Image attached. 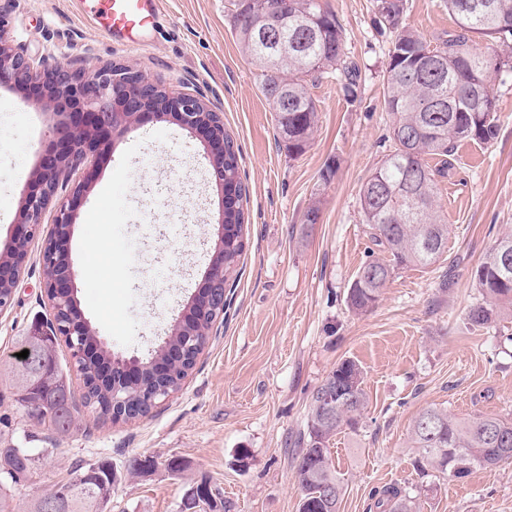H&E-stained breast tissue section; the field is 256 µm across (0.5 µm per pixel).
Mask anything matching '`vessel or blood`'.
<instances>
[{
	"instance_id": "b4317fda",
	"label": "vessel or blood",
	"mask_w": 512,
	"mask_h": 512,
	"mask_svg": "<svg viewBox=\"0 0 512 512\" xmlns=\"http://www.w3.org/2000/svg\"><path fill=\"white\" fill-rule=\"evenodd\" d=\"M81 15L94 26L119 36L125 46L138 47L160 26V0H76Z\"/></svg>"
}]
</instances>
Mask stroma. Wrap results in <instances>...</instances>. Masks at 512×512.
<instances>
[{"instance_id":"stroma-1","label":"stroma","mask_w":512,"mask_h":512,"mask_svg":"<svg viewBox=\"0 0 512 512\" xmlns=\"http://www.w3.org/2000/svg\"><path fill=\"white\" fill-rule=\"evenodd\" d=\"M322 3L336 14L358 68L356 97L336 79L317 82V131L292 158L277 140L259 70L237 43L232 0H162L160 29L137 48L91 28L73 0H16L7 35L28 53L87 69L119 62L172 92L203 94L240 146L249 196L230 307L181 388L127 424L76 404L68 435L42 430L35 468L10 489L15 512H29L76 464L99 461L121 475L108 512H179L187 482L201 479L222 492L230 512H299L296 440L313 391L347 358L365 371L368 406L359 432L330 442L343 482L340 512H371L373 491L385 485L416 497L420 512H512V464L460 480L423 474L411 442L413 421L428 408L459 418L512 413V313L484 328L468 320L482 299L477 266L512 234V72L495 85L497 138L462 142L438 183L447 261L397 271L373 309L354 313L346 291L371 247L359 191L390 145L389 44L376 28L374 0ZM403 21L429 40L455 28L446 0H406ZM57 121L31 95L0 87V252ZM208 168L202 136L163 118L101 146L71 175L70 187H87L65 246L74 295L97 343L114 356L149 358L203 289L221 205ZM315 203L318 220L306 223ZM42 246L39 237L30 243L14 299L0 310V440L23 448L29 421L9 377L18 336L53 313ZM134 456L152 457L154 471L126 476ZM173 457L181 473L167 469Z\"/></svg>"}]
</instances>
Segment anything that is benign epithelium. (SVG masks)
Returning <instances> with one entry per match:
<instances>
[{"label":"benign epithelium","mask_w":512,"mask_h":512,"mask_svg":"<svg viewBox=\"0 0 512 512\" xmlns=\"http://www.w3.org/2000/svg\"><path fill=\"white\" fill-rule=\"evenodd\" d=\"M0 5V86L34 92L40 104L59 116L77 117L74 127L66 131L67 145L60 151L47 152L36 174L37 189L23 197L19 228L13 236L8 258L0 255V288H14L22 278L28 259V247L38 235L44 215L55 205V230L41 253L43 288L54 306L67 307V318L59 325L49 324L62 338L72 356L80 361L90 356L87 337L95 331L83 316L74 296L73 271L65 263L63 242L73 224L74 209L68 201L57 200L59 187L71 170L79 167L87 152L101 142L118 135L149 117H170L181 126L200 133L211 154L215 182L224 187V118L214 111L201 94L171 93L143 74L116 63H106L84 71L73 63H48L37 59L20 46L3 38L9 24L8 5ZM215 251L206 286L191 304L197 317L224 314L228 304L224 280V211H219ZM189 345L166 348L169 361L154 365L166 373L178 367ZM121 381L129 386L140 383V361L123 360L118 365Z\"/></svg>","instance_id":"benign-epithelium-1"}]
</instances>
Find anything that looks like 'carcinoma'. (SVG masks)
<instances>
[{"instance_id":"cac0c4a2","label":"carcinoma","mask_w":512,"mask_h":512,"mask_svg":"<svg viewBox=\"0 0 512 512\" xmlns=\"http://www.w3.org/2000/svg\"><path fill=\"white\" fill-rule=\"evenodd\" d=\"M284 16L261 11L257 0H233V30L243 52L259 67L260 87L272 105L278 141L288 156L309 147L317 123L310 86L333 73L345 77L352 66L344 60L343 33L336 15L320 0H294ZM380 28L389 32L390 46L384 75V104L391 115L392 150L383 156L360 190L366 233L373 245L370 259L347 290V304L356 313L371 309L395 268L427 269L448 257V225L437 204L438 178L448 174L451 158L463 141L489 143L498 134L494 87L502 73L512 71V0H448L456 29L432 45L403 22L404 0H376ZM486 42L480 47L477 40ZM435 52L429 60L426 52ZM224 278L236 280L246 248L244 237L247 188L240 176V151L224 135ZM437 163L430 165L429 160ZM482 300L468 320L476 326L493 323L506 305L512 306V235L499 239L474 273ZM28 357L17 359L12 370V396L28 417L64 435L71 431L73 391L59 363L58 337L39 325L17 340ZM160 347L145 362L142 380L173 393L194 368L184 362L162 381L153 379L152 364L165 360ZM110 355L103 350L81 368L84 405L100 417L116 421L126 410L141 408L146 400L136 388L121 393L123 404L112 406V388L102 378ZM362 367L351 359L336 365L322 386L354 390L356 404L341 394L333 400L330 419L316 396H311L306 429L300 434L297 478L305 512H339L341 478L331 459L330 438L341 430L358 432L368 397ZM412 439L419 449L417 468L431 467L454 479L467 477L477 467L512 464V417L456 418L431 408L413 422ZM33 449L0 445V512H13L8 485L33 468ZM156 462L134 456L127 474L144 476ZM117 476L112 463L101 461L74 468L71 477L38 498L31 512H105ZM330 484L335 496L320 499V488ZM192 507L216 512L225 508L219 489L206 481H190ZM382 512H418L412 497L395 486L373 493Z\"/></svg>"}]
</instances>
